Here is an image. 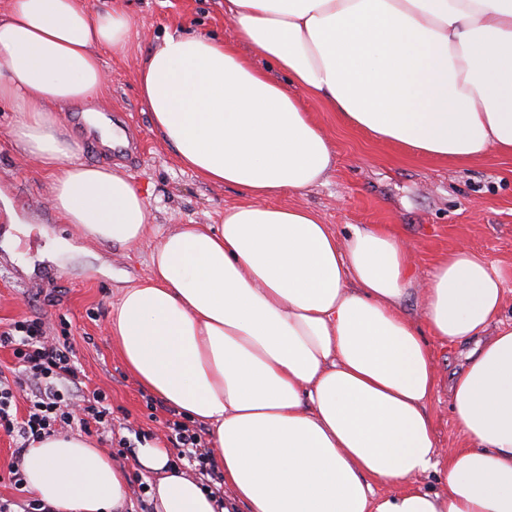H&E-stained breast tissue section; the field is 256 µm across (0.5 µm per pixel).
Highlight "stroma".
Segmentation results:
<instances>
[{"mask_svg":"<svg viewBox=\"0 0 512 512\" xmlns=\"http://www.w3.org/2000/svg\"><path fill=\"white\" fill-rule=\"evenodd\" d=\"M91 10H121L133 37L124 53L103 54L108 82L102 110L113 126L136 129L131 159L119 161L147 199L151 233L128 247L79 242L48 202V177L5 135L13 113L0 105V327L43 318L55 336H71L88 389L104 388L112 403L115 436L175 448L166 423L174 409L127 371L110 331L112 307L125 288L150 273L161 233L182 224L219 223L225 208L247 202L233 186L201 180L175 158L154 132L141 95L142 57L166 34L188 29L218 40L232 37L224 0H87ZM306 112L329 140L334 164L324 182L276 204L312 209L338 233L351 227L387 226L411 251L419 278L448 252L468 247L489 261L512 267V156L489 152L466 163L425 157L379 140L341 121L322 101L296 89ZM436 388L427 404L436 444L465 448L448 386L471 349L429 337Z\"/></svg>","mask_w":512,"mask_h":512,"instance_id":"1","label":"stroma"}]
</instances>
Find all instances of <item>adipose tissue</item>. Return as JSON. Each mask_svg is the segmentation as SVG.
I'll return each instance as SVG.
<instances>
[{
    "mask_svg": "<svg viewBox=\"0 0 512 512\" xmlns=\"http://www.w3.org/2000/svg\"><path fill=\"white\" fill-rule=\"evenodd\" d=\"M224 15L232 39L173 32L139 67L142 100L180 163L249 197L218 226L164 233L149 276L112 308L128 370L211 425L231 492L217 502L148 444L136 458L154 478L156 512H512V325L498 322L512 268L460 247L420 282L387 228L341 238L309 208L269 203L321 183L334 162L297 86L427 157L512 155V0H224ZM131 32L125 12L86 0L0 10L8 138L46 172L64 223L120 246L145 237L148 203L122 170L80 160L58 110L100 99V53L124 51ZM413 296L417 322L404 311ZM425 329L476 342L450 389L470 445L443 455L427 414ZM21 466L54 512H119L126 474L82 435L37 440ZM440 466L445 490L414 486Z\"/></svg>",
    "mask_w": 512,
    "mask_h": 512,
    "instance_id": "adipose-tissue-1",
    "label": "adipose tissue"
}]
</instances>
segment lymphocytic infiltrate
<instances>
[{"label":"lymphocytic infiltrate","instance_id":"1","mask_svg":"<svg viewBox=\"0 0 512 512\" xmlns=\"http://www.w3.org/2000/svg\"><path fill=\"white\" fill-rule=\"evenodd\" d=\"M0 347L15 358V378L0 375V431L16 444L22 456L31 442L67 432L73 425L108 436L112 431V405L107 392L83 391L85 374L69 337L48 340L46 325L38 318L25 319L0 329ZM25 392V416L17 414V394ZM171 430L180 448L178 457L193 466L205 484L217 476L201 434L175 422Z\"/></svg>","mask_w":512,"mask_h":512}]
</instances>
